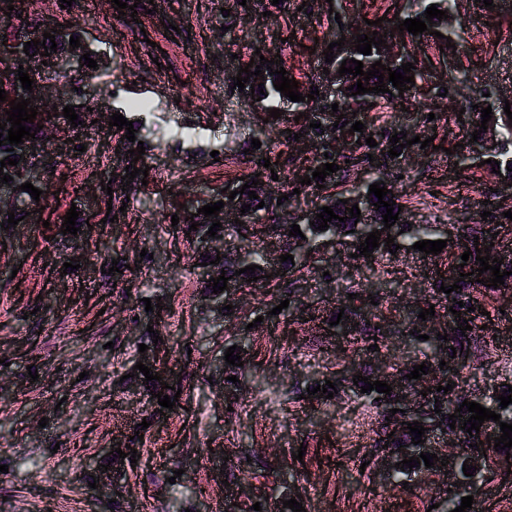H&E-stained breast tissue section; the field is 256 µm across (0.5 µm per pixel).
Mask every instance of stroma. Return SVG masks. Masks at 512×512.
<instances>
[{
  "label": "stroma",
  "mask_w": 512,
  "mask_h": 512,
  "mask_svg": "<svg viewBox=\"0 0 512 512\" xmlns=\"http://www.w3.org/2000/svg\"><path fill=\"white\" fill-rule=\"evenodd\" d=\"M152 13L119 19L111 0H44L31 7L35 22L82 20L83 35L106 65L87 91L102 111L115 112L129 100L146 99L152 111L126 118L164 128L162 140L147 139L142 164L146 184H126L127 159L120 130L86 125L96 143L76 153V138L65 117L53 118L52 150L62 163L50 181L43 223L19 224L0 233V512H220L227 488L238 489L234 512H252L262 500L277 502L301 493L306 512H427L441 502L438 473L421 474L412 487L391 486L372 449L377 426L368 400L346 391L330 400L306 396L314 381L343 378L366 369L398 370L416 358L400 333L408 313L434 308L426 326L448 318L436 293L437 266L444 255L397 250L378 263L357 262L348 245L316 249L307 260L283 315L271 316L276 297L267 285L246 290L225 316L202 297L199 253L173 214L193 197L219 196L238 178L260 176L265 192L288 198V219L299 209L381 181L401 205L405 223L454 227L467 222L497 231L491 257L512 264V194L499 191L491 165L475 166L480 125L463 112L468 96L512 95V0L500 11L481 0H462L450 38L453 56L441 53L433 35L411 40L419 91L405 105L375 99L357 110L376 147L339 132L333 157L338 170L323 188L301 184L308 167L324 152L321 141L286 138L281 126L265 134L256 128L265 103L247 104L232 79L254 53L281 56L302 89L317 86L325 52L340 25L371 32L385 12L407 15V0H153ZM339 19H330V12ZM179 28L168 40L164 27ZM164 51L152 59V47ZM456 64V87L440 96L435 87L446 64ZM413 137L399 157H389L390 135ZM260 148H252V138ZM433 138V147L420 142ZM128 190L127 204L109 202L101 173ZM95 196V215L79 235L62 234L59 216L84 212ZM490 220H482L484 201ZM119 210L106 221L108 209ZM123 273H102L115 258ZM79 267L62 274L64 262ZM489 317L483 334L492 346L476 355L458 385L475 399L494 386L512 383V283L492 296L469 289ZM159 299L150 318L145 299ZM377 325V342L361 330L313 341L303 315L325 319L343 299ZM256 323V335L246 327ZM165 338L159 355L181 380V397L160 415L133 368L147 328ZM114 350H107V343ZM244 350L239 379L243 390L224 392V356ZM38 381H30L29 370ZM145 424L143 440L134 434ZM139 454L112 473L122 489L116 501L91 488L113 444ZM303 460H293L295 451Z\"/></svg>",
  "instance_id": "35a3bbf8"
}]
</instances>
